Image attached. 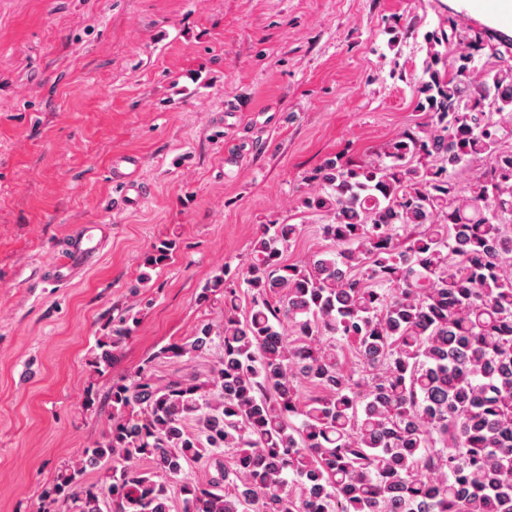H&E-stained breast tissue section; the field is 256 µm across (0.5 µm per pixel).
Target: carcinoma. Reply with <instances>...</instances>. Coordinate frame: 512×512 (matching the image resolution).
<instances>
[{"label":"carcinoma","mask_w":512,"mask_h":512,"mask_svg":"<svg viewBox=\"0 0 512 512\" xmlns=\"http://www.w3.org/2000/svg\"><path fill=\"white\" fill-rule=\"evenodd\" d=\"M425 43L423 121L305 177L301 204L334 250L288 263L299 225H261L242 271L205 288L224 295L222 332L155 354L218 348L206 380L159 383L144 366L112 384L108 431L43 512H171L174 481L182 512H512V57L453 24ZM132 330L122 318L97 340L94 372ZM200 462L205 480L183 477Z\"/></svg>","instance_id":"cac0c4a2"}]
</instances>
